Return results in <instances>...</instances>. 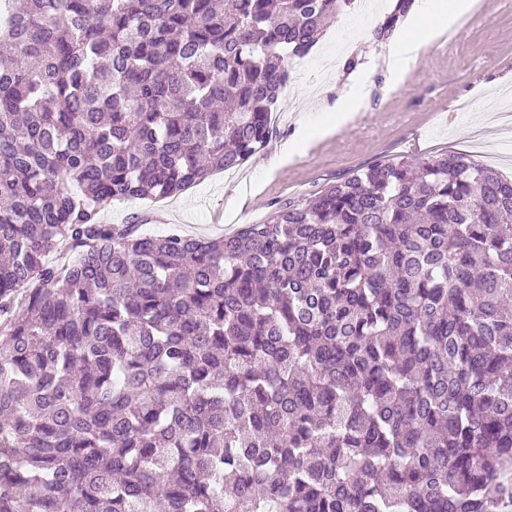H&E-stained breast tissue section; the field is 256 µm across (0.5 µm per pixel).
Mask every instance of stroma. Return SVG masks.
<instances>
[{"mask_svg": "<svg viewBox=\"0 0 512 512\" xmlns=\"http://www.w3.org/2000/svg\"><path fill=\"white\" fill-rule=\"evenodd\" d=\"M454 35L429 41L410 72L390 75L373 30L377 14L344 11L329 24L303 66L291 67L265 148L232 174L218 173L175 197L115 200L99 213L105 224H135L141 233L178 229L219 237L244 224L268 222L354 170L399 157L457 151L512 178V130L490 115L512 100V0H471ZM360 64L344 73L350 56ZM367 96L365 108L337 123L329 107L337 88Z\"/></svg>", "mask_w": 512, "mask_h": 512, "instance_id": "stroma-1", "label": "stroma"}]
</instances>
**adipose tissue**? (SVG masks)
Instances as JSON below:
<instances>
[{
	"label": "adipose tissue",
	"mask_w": 512,
	"mask_h": 512,
	"mask_svg": "<svg viewBox=\"0 0 512 512\" xmlns=\"http://www.w3.org/2000/svg\"><path fill=\"white\" fill-rule=\"evenodd\" d=\"M468 12L466 0H417L411 22L422 33V40H429L443 33L448 25L461 20ZM422 40L404 38L391 43L381 53L385 66L398 75H406Z\"/></svg>",
	"instance_id": "adipose-tissue-1"
}]
</instances>
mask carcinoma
Segmentation results:
<instances>
[{
	"instance_id": "carcinoma-1",
	"label": "carcinoma",
	"mask_w": 512,
	"mask_h": 512,
	"mask_svg": "<svg viewBox=\"0 0 512 512\" xmlns=\"http://www.w3.org/2000/svg\"><path fill=\"white\" fill-rule=\"evenodd\" d=\"M351 3L11 4L0 512L512 502V180L449 152L359 169L230 236L99 221L263 150L288 60Z\"/></svg>"
}]
</instances>
